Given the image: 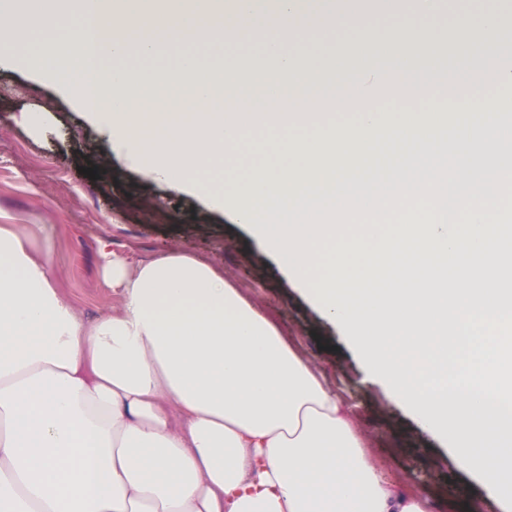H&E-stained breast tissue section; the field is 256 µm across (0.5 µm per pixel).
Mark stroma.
I'll return each mask as SVG.
<instances>
[{
	"label": "stroma",
	"mask_w": 512,
	"mask_h": 512,
	"mask_svg": "<svg viewBox=\"0 0 512 512\" xmlns=\"http://www.w3.org/2000/svg\"><path fill=\"white\" fill-rule=\"evenodd\" d=\"M512 15V0H442L434 24L453 30L457 14ZM38 114L39 126L24 122ZM351 112H316L296 124L246 130L226 151L224 169L202 172L215 186L243 177L239 157L271 160L281 145L315 136ZM454 152L438 147L419 162L392 170L395 182H428L455 165ZM93 176H85V169ZM0 224H41L52 246L56 284L86 317L107 314L116 302L102 279L101 241L137 262L158 257L172 243L223 268L242 292L279 327L287 341L337 379L342 394L372 440L380 472L405 487L427 492L433 512H455L457 492L483 487L452 463L447 448L423 432L410 414L374 383L337 330L327 324L288 281L280 263L262 251L232 217L199 195L153 181L111 150L99 126L56 86L33 74L0 66Z\"/></svg>",
	"instance_id": "1"
}]
</instances>
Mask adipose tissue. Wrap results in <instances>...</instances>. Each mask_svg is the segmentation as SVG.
<instances>
[{
    "label": "adipose tissue",
    "mask_w": 512,
    "mask_h": 512,
    "mask_svg": "<svg viewBox=\"0 0 512 512\" xmlns=\"http://www.w3.org/2000/svg\"><path fill=\"white\" fill-rule=\"evenodd\" d=\"M84 318L38 224H0V512H431L353 409L223 269L130 264Z\"/></svg>",
    "instance_id": "adipose-tissue-1"
}]
</instances>
